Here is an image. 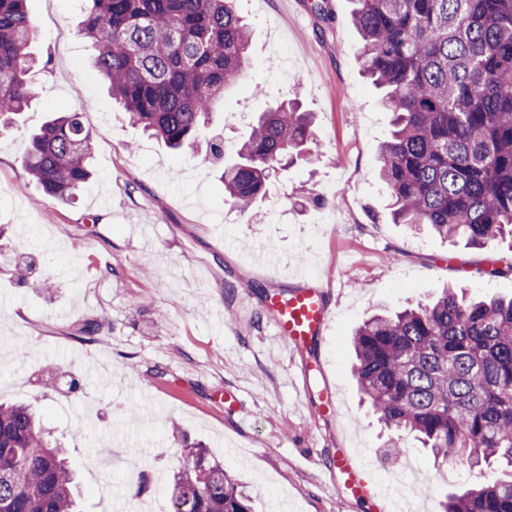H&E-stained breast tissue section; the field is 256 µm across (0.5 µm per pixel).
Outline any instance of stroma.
Masks as SVG:
<instances>
[{
	"mask_svg": "<svg viewBox=\"0 0 512 512\" xmlns=\"http://www.w3.org/2000/svg\"><path fill=\"white\" fill-rule=\"evenodd\" d=\"M306 3L237 0L252 66L209 129L225 158L283 99L298 97L316 117L304 159L277 169L242 212L226 203L206 144L170 150L118 110L88 62L83 0L27 2L37 96L0 133V400L29 403L68 448L80 512H166L181 436L245 483L253 512L281 500L288 512H399L387 489L402 464L381 459L391 433L359 397L352 333L446 285L469 298L512 296L511 275L483 274L490 260L512 262L511 236L467 248L392 222L378 178L391 115L362 73L353 4L327 0L320 16ZM74 110L94 135L91 178L68 199L21 188L29 133ZM300 265L333 308L318 350L324 371L310 373L306 396L294 385L299 357L274 342L260 307ZM99 317V334L84 336ZM132 379L150 404L127 393ZM328 389L341 408L325 422L312 405ZM339 448L355 449L386 499L340 497L322 473ZM404 455L419 478L410 512H431L485 476L453 475V463L412 445Z\"/></svg>",
	"mask_w": 512,
	"mask_h": 512,
	"instance_id": "stroma-1",
	"label": "stroma"
}]
</instances>
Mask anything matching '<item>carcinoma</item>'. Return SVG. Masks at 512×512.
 I'll list each match as a JSON object with an SVG mask.
<instances>
[{
    "mask_svg": "<svg viewBox=\"0 0 512 512\" xmlns=\"http://www.w3.org/2000/svg\"><path fill=\"white\" fill-rule=\"evenodd\" d=\"M27 0H0V129L37 94L28 74L35 28ZM92 67L130 123L172 149L192 147L224 90L250 64V32L233 0H84ZM365 73L384 90L393 130L379 177L396 224L427 226L480 248L512 236V0H354ZM290 99L262 113L223 167L225 201L245 211L285 154L314 137ZM79 113L46 120L28 140L25 177L68 198L91 175ZM358 388L397 436L434 458L510 468L450 494L440 512H512V297L428 303L376 315L352 337ZM167 512H251L237 477L199 446L179 449ZM0 512H77L67 449L25 404L0 403Z\"/></svg>",
    "mask_w": 512,
    "mask_h": 512,
    "instance_id": "cac0c4a2",
    "label": "carcinoma"
}]
</instances>
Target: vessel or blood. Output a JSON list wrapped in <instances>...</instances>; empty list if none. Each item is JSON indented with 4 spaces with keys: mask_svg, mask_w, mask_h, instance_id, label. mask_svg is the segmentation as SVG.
<instances>
[{
    "mask_svg": "<svg viewBox=\"0 0 512 512\" xmlns=\"http://www.w3.org/2000/svg\"><path fill=\"white\" fill-rule=\"evenodd\" d=\"M295 280L296 288L267 294L262 308L271 316L275 338L291 353L302 356L323 341L331 321L332 308L322 288L308 285L305 270H298ZM324 473L349 497H372L376 494L355 466L351 449L337 450L333 464L326 467Z\"/></svg>",
    "mask_w": 512,
    "mask_h": 512,
    "instance_id": "1",
    "label": "vessel or blood"
}]
</instances>
